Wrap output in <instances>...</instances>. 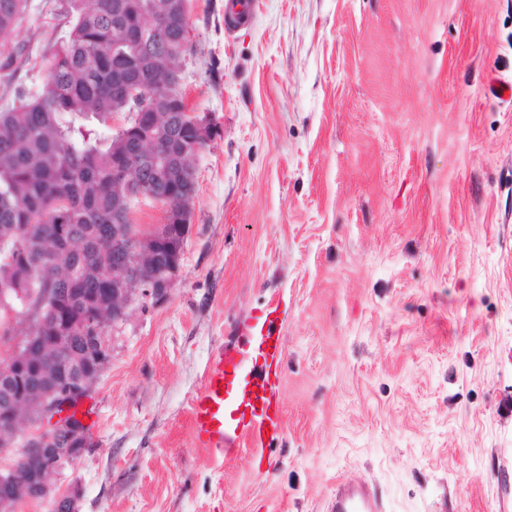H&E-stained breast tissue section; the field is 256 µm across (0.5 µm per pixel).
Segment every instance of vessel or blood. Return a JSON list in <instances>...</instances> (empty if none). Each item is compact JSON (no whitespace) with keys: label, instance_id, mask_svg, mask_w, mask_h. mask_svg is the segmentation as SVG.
<instances>
[{"label":"vessel or blood","instance_id":"b4317fda","mask_svg":"<svg viewBox=\"0 0 512 512\" xmlns=\"http://www.w3.org/2000/svg\"><path fill=\"white\" fill-rule=\"evenodd\" d=\"M254 0H225L224 27L234 32L249 24ZM252 355H221L208 368L204 383L193 399L188 424L197 447L229 456L241 441L258 443L268 429L280 426L279 389L272 383L269 366L282 355L274 321L262 317L252 327ZM252 410L243 423L233 413L240 407ZM331 512H381L378 500L366 485L342 483L336 489Z\"/></svg>","mask_w":512,"mask_h":512}]
</instances>
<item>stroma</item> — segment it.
<instances>
[{
	"mask_svg": "<svg viewBox=\"0 0 512 512\" xmlns=\"http://www.w3.org/2000/svg\"><path fill=\"white\" fill-rule=\"evenodd\" d=\"M28 0L35 71L63 24ZM189 0L181 86L216 133L195 162L179 275L133 308L85 407L77 512H326L337 480L382 512H512V0ZM281 302L283 428L198 448L219 351ZM254 10V0H225L224 27L228 33L249 24Z\"/></svg>",
	"mask_w": 512,
	"mask_h": 512,
	"instance_id": "35a3bbf8",
	"label": "stroma"
}]
</instances>
